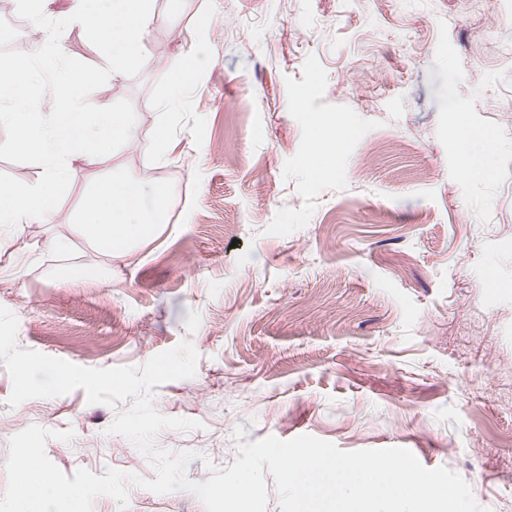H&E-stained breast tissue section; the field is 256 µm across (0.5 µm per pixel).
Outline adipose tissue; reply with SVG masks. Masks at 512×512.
<instances>
[{
    "label": "adipose tissue",
    "instance_id": "adipose-tissue-1",
    "mask_svg": "<svg viewBox=\"0 0 512 512\" xmlns=\"http://www.w3.org/2000/svg\"><path fill=\"white\" fill-rule=\"evenodd\" d=\"M456 143L462 155L479 147L481 160L469 163L465 175L473 181L488 178L484 156L494 152L496 140L469 123H460ZM162 191H146L144 179L121 178L101 184L68 221L74 231L104 255H129L155 239L165 222ZM73 234V235H74Z\"/></svg>",
    "mask_w": 512,
    "mask_h": 512
}]
</instances>
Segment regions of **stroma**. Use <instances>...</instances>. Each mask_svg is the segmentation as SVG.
Listing matches in <instances>:
<instances>
[{"instance_id": "stroma-1", "label": "stroma", "mask_w": 512, "mask_h": 512, "mask_svg": "<svg viewBox=\"0 0 512 512\" xmlns=\"http://www.w3.org/2000/svg\"><path fill=\"white\" fill-rule=\"evenodd\" d=\"M150 66L109 79L94 105L130 100L135 128L164 125L165 162L140 141L73 162L62 215L0 236V306L17 343L86 368L139 366L192 340L196 374L156 387L163 415L202 422L157 443L205 481L247 441L308 434L355 451L402 447L448 468L488 512H512V0H155ZM194 56L183 105L156 104ZM352 121L323 176L303 167L315 130ZM493 132L489 179L465 177L460 122ZM147 177L166 222L136 256L77 241L67 214L103 181ZM93 264L63 286L60 265ZM496 287H488V279ZM0 365V492L10 438L72 429L48 457L66 475L155 470L106 435L115 408L77 389L10 407ZM92 512H205L193 494L132 485Z\"/></svg>"}]
</instances>
